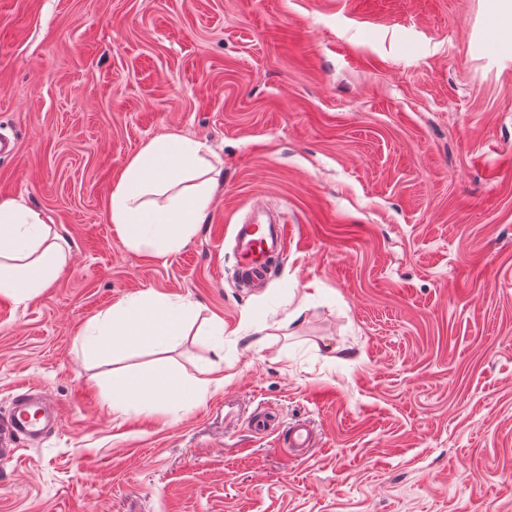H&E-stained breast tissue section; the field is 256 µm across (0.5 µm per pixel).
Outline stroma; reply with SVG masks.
Returning <instances> with one entry per match:
<instances>
[{
    "label": "stroma",
    "mask_w": 512,
    "mask_h": 512,
    "mask_svg": "<svg viewBox=\"0 0 512 512\" xmlns=\"http://www.w3.org/2000/svg\"><path fill=\"white\" fill-rule=\"evenodd\" d=\"M494 6L0 0V198L71 244L39 296H0V416L25 387L60 412L0 460V512H512V37ZM167 134L213 147L224 178L158 258L122 243L108 201ZM258 206L291 239L247 289L230 231ZM146 289L192 307L167 354L185 380L224 322V384L177 420L105 400L152 350L78 344ZM299 420L304 456L283 442Z\"/></svg>",
    "instance_id": "obj_1"
}]
</instances>
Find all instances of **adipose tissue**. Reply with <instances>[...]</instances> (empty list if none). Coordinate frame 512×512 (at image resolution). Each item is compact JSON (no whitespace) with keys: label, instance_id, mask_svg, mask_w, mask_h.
Masks as SVG:
<instances>
[{"label":"adipose tissue","instance_id":"1","mask_svg":"<svg viewBox=\"0 0 512 512\" xmlns=\"http://www.w3.org/2000/svg\"><path fill=\"white\" fill-rule=\"evenodd\" d=\"M205 142L167 135L149 142L131 158L109 197V216L129 248L158 257L185 246L205 223L222 170ZM70 247L36 209L14 199H0V296L15 303L49 287L67 265ZM189 305L146 290L113 304L89 321L79 337L82 352L127 353L144 347L167 352L185 334ZM193 382L161 368L113 376L106 397L113 410L130 404L162 406L175 413L189 408L193 392L222 386V365Z\"/></svg>","mask_w":512,"mask_h":512}]
</instances>
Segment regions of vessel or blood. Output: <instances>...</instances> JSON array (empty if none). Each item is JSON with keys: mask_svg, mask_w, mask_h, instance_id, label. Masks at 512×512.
<instances>
[{"mask_svg": "<svg viewBox=\"0 0 512 512\" xmlns=\"http://www.w3.org/2000/svg\"><path fill=\"white\" fill-rule=\"evenodd\" d=\"M231 234L236 241V279L247 288L263 287L271 269V256L283 253L287 247V224L256 220L232 225ZM39 421L38 408L16 400L8 415L0 419V457H15L19 439L41 434Z\"/></svg>", "mask_w": 512, "mask_h": 512, "instance_id": "vessel-or-blood-1", "label": "vessel or blood"}]
</instances>
